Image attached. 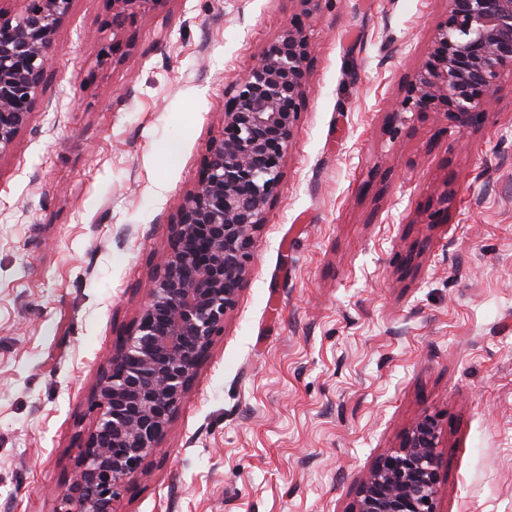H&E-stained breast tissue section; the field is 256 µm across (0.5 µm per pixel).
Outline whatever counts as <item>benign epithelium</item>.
I'll list each match as a JSON object with an SVG mask.
<instances>
[{
	"mask_svg": "<svg viewBox=\"0 0 512 512\" xmlns=\"http://www.w3.org/2000/svg\"><path fill=\"white\" fill-rule=\"evenodd\" d=\"M0 9V154L25 131L52 66L50 48L72 0H20ZM156 0H112V34ZM261 51L228 93L223 127L198 183L179 201L169 248L155 263L133 333L112 354L95 390L97 419L81 449L65 512H112L123 488L159 447L213 337L236 305L258 232L283 188V161L307 90L306 21L319 0ZM424 59L391 113L393 130L413 117L483 123L512 75V0H448ZM455 198L429 223H448ZM439 424L424 414L399 448L380 455L350 512H436Z\"/></svg>",
	"mask_w": 512,
	"mask_h": 512,
	"instance_id": "1",
	"label": "benign epithelium"
}]
</instances>
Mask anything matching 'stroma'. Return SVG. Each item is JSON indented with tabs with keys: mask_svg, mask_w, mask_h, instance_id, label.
<instances>
[{
	"mask_svg": "<svg viewBox=\"0 0 512 512\" xmlns=\"http://www.w3.org/2000/svg\"><path fill=\"white\" fill-rule=\"evenodd\" d=\"M299 12L158 0L116 38L111 0H74L41 103L0 155V512H58L93 387L135 327L227 93ZM447 12L320 0L283 190L114 512H349L424 414L440 428L437 512H512V77L478 130L424 117L389 134ZM448 185L447 223H425Z\"/></svg>",
	"mask_w": 512,
	"mask_h": 512,
	"instance_id": "1",
	"label": "stroma"
}]
</instances>
